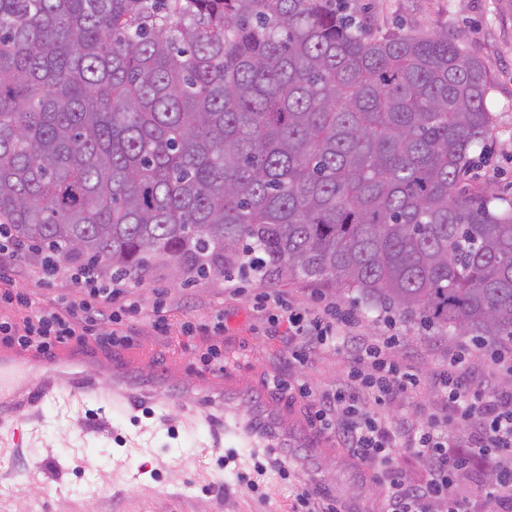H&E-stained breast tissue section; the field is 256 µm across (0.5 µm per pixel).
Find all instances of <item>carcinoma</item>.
Wrapping results in <instances>:
<instances>
[{"instance_id":"carcinoma-1","label":"carcinoma","mask_w":512,"mask_h":512,"mask_svg":"<svg viewBox=\"0 0 512 512\" xmlns=\"http://www.w3.org/2000/svg\"><path fill=\"white\" fill-rule=\"evenodd\" d=\"M487 94L362 0H0V224L106 279L302 277L508 348L512 204L459 187Z\"/></svg>"}]
</instances>
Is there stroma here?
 <instances>
[{"label":"stroma","mask_w":512,"mask_h":512,"mask_svg":"<svg viewBox=\"0 0 512 512\" xmlns=\"http://www.w3.org/2000/svg\"><path fill=\"white\" fill-rule=\"evenodd\" d=\"M375 27L403 28L422 33L447 31L450 38L485 70L492 115L491 131L461 177L469 192L496 197L499 206L512 203V0H368ZM26 294L31 307L0 305V317L23 323L35 309L59 300H76L84 290L67 277L47 279L33 260L12 283ZM275 290L305 308L332 301L326 285L302 279L268 283L257 279L213 277L186 283L173 264H157L146 272L136 290L145 305L164 295L168 330L157 334L148 317L126 323L128 347L103 348L94 338L75 345L77 357L93 364L120 356L141 366L139 385L149 387L168 371L180 380L202 376L219 386L221 373L208 370L201 357L206 348H224V363L244 383L267 386L279 377L304 383L314 394L326 392L347 373L346 355L323 351L307 362L288 359L285 329H273L268 318L273 302L257 307L258 295ZM193 323L185 334L184 323ZM223 330H215V323ZM400 344L394 355L421 379L415 396L399 398L394 413L422 421L441 415L442 404L432 376L448 362V339L423 332L414 322L397 319ZM187 406L195 410L186 424L176 410L143 403L129 416L112 410L97 391L82 399L65 400L55 392L22 424L20 444H0V512H26L27 490H41L42 512H290L295 486L303 484L342 502L347 512H382L381 485L375 472L352 449L324 433L325 447H309V428L295 431L293 446L279 455L277 465L258 476V492L241 484L239 473H253L256 451L237 449L235 463L221 464L223 437L214 435L204 418L209 393L194 391ZM289 468L283 478L281 468Z\"/></svg>","instance_id":"1"}]
</instances>
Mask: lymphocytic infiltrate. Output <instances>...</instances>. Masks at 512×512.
Here are the masks:
<instances>
[{
  "label": "lymphocytic infiltrate",
  "instance_id": "lymphocytic-infiltrate-1",
  "mask_svg": "<svg viewBox=\"0 0 512 512\" xmlns=\"http://www.w3.org/2000/svg\"><path fill=\"white\" fill-rule=\"evenodd\" d=\"M36 253L9 227L0 226V303L14 302L13 275ZM65 257V252L56 254L55 271H69L71 280L88 289V298L42 308L20 325L1 318L0 344L48 356L79 335L97 337L111 348L127 343L123 323L142 314L140 299L121 281L99 280L85 266L63 268ZM274 302L279 314L273 323L287 327L294 345L290 359L303 363L320 350L343 345L348 359L345 379L318 396L304 384L297 392L313 402L311 425L334 432L344 447L377 466L386 491V512H467L466 495L473 489L494 512H512V389L501 385L512 378V351L493 347L478 351L468 345L449 348L447 367L434 377L448 415L416 423L390 412L396 398L420 383L411 367L394 359L397 336H362L360 317L333 302L311 312L279 295ZM363 392L370 396L372 409L361 408ZM399 445L416 456L423 472L419 482L407 480L394 464ZM466 451L479 457L486 469L499 473L500 481H477L469 468L459 464Z\"/></svg>",
  "mask_w": 512,
  "mask_h": 512
}]
</instances>
